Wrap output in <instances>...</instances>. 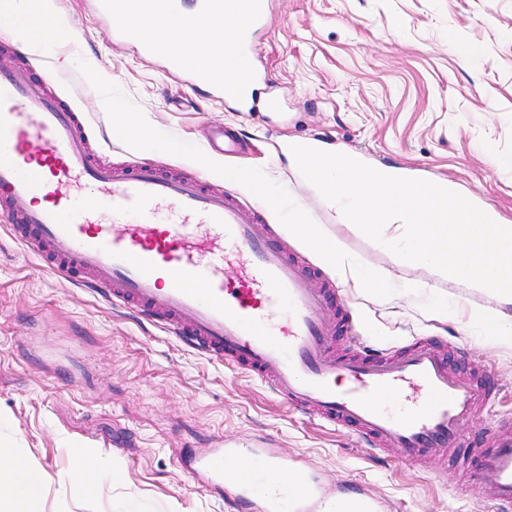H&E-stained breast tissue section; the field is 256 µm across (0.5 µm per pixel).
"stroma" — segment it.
Segmentation results:
<instances>
[{"instance_id": "stroma-1", "label": "stroma", "mask_w": 512, "mask_h": 512, "mask_svg": "<svg viewBox=\"0 0 512 512\" xmlns=\"http://www.w3.org/2000/svg\"><path fill=\"white\" fill-rule=\"evenodd\" d=\"M53 2L77 29L75 40L0 64L36 77L50 68L102 161L150 160L194 174L197 156L213 157L206 180L241 203L265 200L262 220L277 232L303 214L363 266L389 271L384 290L370 292L353 271L326 266L290 236L292 254L315 271L311 287L331 280L347 304L350 329L336 336L343 349L370 345L393 355L430 339L458 374L481 372L497 402L427 464L407 462L395 448L371 452L356 431L315 420L248 372L53 274L0 215V448L29 459L43 512H230L224 495L183 470L181 457L219 441L261 440L333 492L360 487L382 512H493L480 480H460L458 463L512 416V344L491 341L468 318L477 307L512 320V301L397 265L335 222L288 147L306 140L358 153L373 167L447 180L512 224V169L487 161L512 156V0H270L252 112L211 88L190 89L162 59L119 43L107 22L94 20L91 0ZM452 34L459 50L448 48ZM106 102L181 151L161 153L115 133ZM221 127L236 132L237 154L213 147L211 132ZM235 169L250 170L263 192L231 178ZM415 280L425 290L409 291ZM435 298L447 300V320L431 317ZM78 450L118 479L83 493Z\"/></svg>"}]
</instances>
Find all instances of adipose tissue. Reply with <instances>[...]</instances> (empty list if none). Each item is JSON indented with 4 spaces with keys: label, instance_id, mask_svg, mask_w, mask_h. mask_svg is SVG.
<instances>
[{
    "label": "adipose tissue",
    "instance_id": "obj_1",
    "mask_svg": "<svg viewBox=\"0 0 512 512\" xmlns=\"http://www.w3.org/2000/svg\"><path fill=\"white\" fill-rule=\"evenodd\" d=\"M1 10H10L18 14L39 12L45 16L42 29L31 31L21 26L8 28L9 36L25 41L34 47L42 48L50 44L70 40L75 35L74 28L61 15L50 7V0H0ZM238 25L236 17L222 15L213 20L182 27L177 34H170L166 19H155L152 26L146 27L147 38L158 41L168 40L174 52L179 53L191 65L201 66L202 61L196 53L199 43L213 45L229 44ZM294 233L314 248L321 260L332 267H341L350 263L351 258L341 243L330 236L319 224H297ZM0 512H42L38 494L30 480L28 463L0 448Z\"/></svg>",
    "mask_w": 512,
    "mask_h": 512
}]
</instances>
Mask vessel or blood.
Segmentation results:
<instances>
[{"label": "vessel or blood", "instance_id": "vessel-or-blood-1", "mask_svg": "<svg viewBox=\"0 0 512 512\" xmlns=\"http://www.w3.org/2000/svg\"><path fill=\"white\" fill-rule=\"evenodd\" d=\"M172 25L231 12L241 19L225 54L224 76L192 70L181 57L146 39L142 25L115 28L116 37L190 83L213 86L225 99L250 106L237 61L251 57L268 24L269 0H156ZM52 74L32 79L24 68L0 71V199L21 240L45 267L76 285L96 288L130 306L197 353L268 381L271 391L320 420L357 431L372 451L398 448L406 461L457 442L462 426L491 407L494 395L450 372L430 342L403 354L339 356L330 321V285L310 287V272L288 257V244L260 228V207L245 206L197 177L169 175L141 162L118 171L99 161L81 133L83 115L51 94ZM237 265L234 283L224 268ZM420 390L409 412L395 417L381 394ZM192 476L225 491L238 512H324L328 500L306 472L287 486L257 493L260 476L287 467L286 458L255 447L188 451ZM462 474L482 472L484 499L512 512V429L503 427ZM348 512H379L377 501L353 489Z\"/></svg>", "mask_w": 512, "mask_h": 512}]
</instances>
